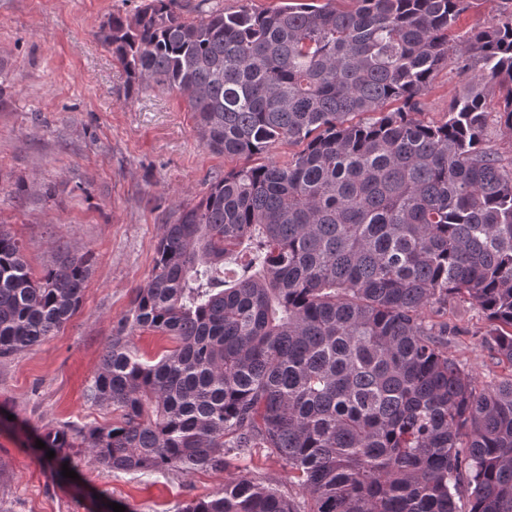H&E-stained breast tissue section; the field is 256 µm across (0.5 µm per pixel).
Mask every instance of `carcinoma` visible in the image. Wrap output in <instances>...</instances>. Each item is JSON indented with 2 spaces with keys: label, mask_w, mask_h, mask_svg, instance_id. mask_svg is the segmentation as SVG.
Masks as SVG:
<instances>
[{
  "label": "carcinoma",
  "mask_w": 512,
  "mask_h": 512,
  "mask_svg": "<svg viewBox=\"0 0 512 512\" xmlns=\"http://www.w3.org/2000/svg\"><path fill=\"white\" fill-rule=\"evenodd\" d=\"M289 0L184 18L142 0L97 36L125 93L183 94L204 146L250 159L164 226L87 386L109 425L45 431L116 471H224L267 448L307 512H512V378L481 385L448 357V298L485 312L484 343L512 366V158L485 138L484 87L512 136V11L448 47L470 0ZM453 52L482 62L444 121L415 118ZM244 247L236 269L227 259ZM91 258L39 277L0 227V358L42 343L78 310ZM141 330L173 346L145 361ZM180 512H300L271 485L224 480ZM303 149V145L295 142H288L283 140L275 144L268 154L254 156L250 161L253 164L264 163L271 158L272 160L284 162L291 159L293 155L300 152Z\"/></svg>",
  "instance_id": "cac0c4a2"
}]
</instances>
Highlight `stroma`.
I'll return each instance as SVG.
<instances>
[{
	"label": "stroma",
	"instance_id": "stroma-1",
	"mask_svg": "<svg viewBox=\"0 0 512 512\" xmlns=\"http://www.w3.org/2000/svg\"><path fill=\"white\" fill-rule=\"evenodd\" d=\"M141 0H0V225L24 246L34 275L59 251L92 257L83 302L39 346L0 358V507L5 512H99L110 499L128 512H177L212 495L225 477L271 483L303 504L288 468L264 448L231 457L227 472L104 470L80 462L64 482L36 451L43 429L97 426L112 412L86 387L119 321L153 265L164 225L196 205L241 158L204 147L184 96L155 85L124 94L126 75L96 34L109 15ZM471 71L446 63L422 98L421 120L443 121ZM30 190L18 196L15 184ZM56 193L45 197L44 186ZM448 355L480 384L512 376L482 341L486 319L472 300L448 301Z\"/></svg>",
	"mask_w": 512,
	"mask_h": 512
}]
</instances>
